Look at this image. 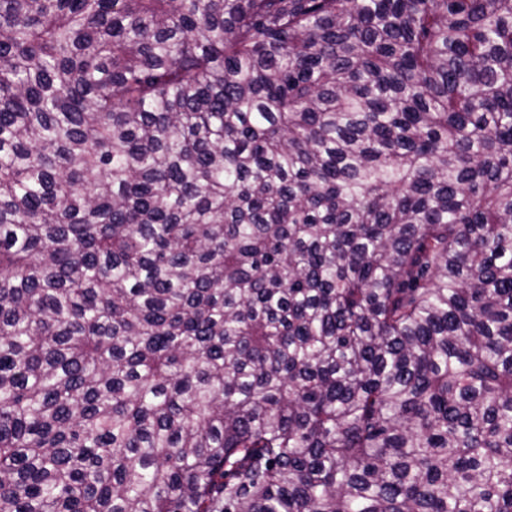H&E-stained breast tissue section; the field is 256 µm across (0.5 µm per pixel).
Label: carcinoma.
I'll return each mask as SVG.
<instances>
[{"instance_id":"1","label":"carcinoma","mask_w":512,"mask_h":512,"mask_svg":"<svg viewBox=\"0 0 512 512\" xmlns=\"http://www.w3.org/2000/svg\"><path fill=\"white\" fill-rule=\"evenodd\" d=\"M0 512H512V0H0Z\"/></svg>"}]
</instances>
